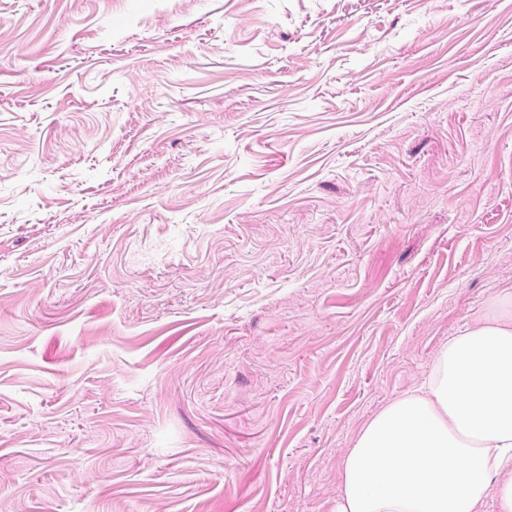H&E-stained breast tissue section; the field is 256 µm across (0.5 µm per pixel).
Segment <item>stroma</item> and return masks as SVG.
Here are the masks:
<instances>
[{
    "label": "stroma",
    "instance_id": "stroma-1",
    "mask_svg": "<svg viewBox=\"0 0 512 512\" xmlns=\"http://www.w3.org/2000/svg\"><path fill=\"white\" fill-rule=\"evenodd\" d=\"M512 290V0H0V512H335Z\"/></svg>",
    "mask_w": 512,
    "mask_h": 512
}]
</instances>
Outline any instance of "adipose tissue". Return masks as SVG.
<instances>
[{
  "label": "adipose tissue",
  "instance_id": "1",
  "mask_svg": "<svg viewBox=\"0 0 512 512\" xmlns=\"http://www.w3.org/2000/svg\"><path fill=\"white\" fill-rule=\"evenodd\" d=\"M336 512H512V292L358 431Z\"/></svg>",
  "mask_w": 512,
  "mask_h": 512
}]
</instances>
